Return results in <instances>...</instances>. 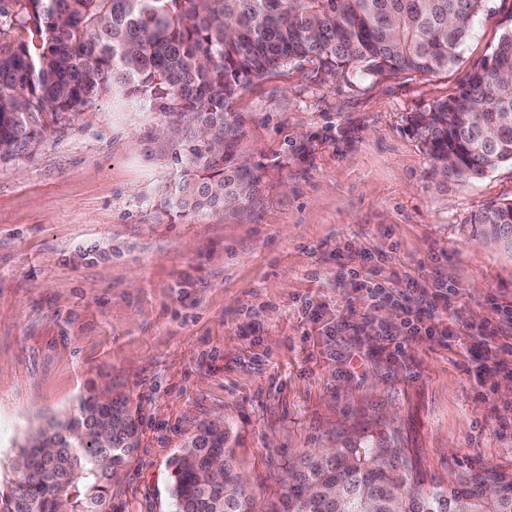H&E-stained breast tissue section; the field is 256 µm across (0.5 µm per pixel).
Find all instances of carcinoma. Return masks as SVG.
<instances>
[{
    "label": "carcinoma",
    "mask_w": 512,
    "mask_h": 512,
    "mask_svg": "<svg viewBox=\"0 0 512 512\" xmlns=\"http://www.w3.org/2000/svg\"><path fill=\"white\" fill-rule=\"evenodd\" d=\"M485 0H0V161L29 156L50 133L115 95L141 98L184 134L183 167L154 204L157 224L250 211L258 176L243 159L230 105L255 79L317 61L328 74H434L448 68ZM512 32L456 93L410 117L433 169L477 178L512 164ZM512 255V199L475 218ZM82 398L26 437L0 512H112V471L139 445L122 396ZM224 482L208 485L214 464ZM172 512H258L245 495L228 429L203 422L172 462ZM421 480L399 437L365 431L317 449L288 474L283 512H512V470Z\"/></svg>",
    "instance_id": "obj_1"
}]
</instances>
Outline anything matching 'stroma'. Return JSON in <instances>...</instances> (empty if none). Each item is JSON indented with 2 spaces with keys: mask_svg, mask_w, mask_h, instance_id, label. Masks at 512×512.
Here are the masks:
<instances>
[{
  "mask_svg": "<svg viewBox=\"0 0 512 512\" xmlns=\"http://www.w3.org/2000/svg\"><path fill=\"white\" fill-rule=\"evenodd\" d=\"M512 29V0H486L442 73L374 78L280 68L233 101L240 153L260 176L247 218L154 224L179 173L178 137L139 99H104L0 163V482L17 446L80 398H129L141 442L112 483L115 512H170V460L222 419L262 512L300 455L358 425L398 431L424 479L512 468V328H472L512 307V255L471 221L512 198V165L477 180L436 174L409 118L454 95ZM380 282L387 295L370 303ZM450 299L389 361L423 292ZM367 322L375 357L346 373L325 335Z\"/></svg>",
  "mask_w": 512,
  "mask_h": 512,
  "instance_id": "35a3bbf8",
  "label": "stroma"
}]
</instances>
